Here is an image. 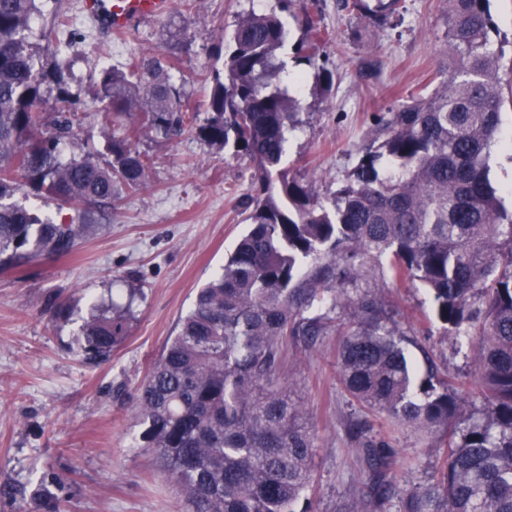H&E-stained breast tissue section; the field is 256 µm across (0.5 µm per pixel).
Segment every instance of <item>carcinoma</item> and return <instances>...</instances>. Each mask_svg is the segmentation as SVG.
Instances as JSON below:
<instances>
[{"instance_id": "1", "label": "carcinoma", "mask_w": 512, "mask_h": 512, "mask_svg": "<svg viewBox=\"0 0 512 512\" xmlns=\"http://www.w3.org/2000/svg\"><path fill=\"white\" fill-rule=\"evenodd\" d=\"M41 0H0V270L24 272L70 254L89 231L91 207L110 204L116 186H148L150 157L140 128L169 139L190 127L211 147L253 165L259 189L245 201L247 232L200 288L138 388L133 447L155 454L183 493L188 512H314L315 433L292 398L288 343L315 344L339 330L341 385L351 405L379 420L377 434L352 418L349 434L361 497L338 512H512V186L490 177L503 134L502 50L488 0H446L444 68L369 127L340 187L321 195L314 181L281 167L301 121L306 77L280 59L289 31L279 10L241 15L224 41L203 122L184 109L174 62L144 55L126 70L103 68L95 101L112 161L91 153L64 162L76 113L46 108L50 84L70 61L43 63L30 41ZM404 0H345L377 25H397ZM297 58L317 69L323 94L333 74L317 68L328 32L301 23ZM128 120L126 133L109 134ZM24 195L70 209L41 219ZM420 284L439 333L480 338L476 370L439 374L413 363L409 333L382 295L387 284ZM129 303L97 304L72 350L104 362L129 337ZM439 435L446 451L422 484L398 489L412 469L395 431Z\"/></svg>"}]
</instances>
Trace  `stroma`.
I'll use <instances>...</instances> for the list:
<instances>
[{"mask_svg":"<svg viewBox=\"0 0 512 512\" xmlns=\"http://www.w3.org/2000/svg\"><path fill=\"white\" fill-rule=\"evenodd\" d=\"M82 0H48L32 24L40 50L63 48L74 66L65 77L67 102L81 122L60 146L63 159L90 151L110 154L94 101L101 65L158 54L175 59L189 76L184 104L206 108L212 73L224 58L222 39L238 15L267 11L276 0H172L170 11L122 35L97 31ZM396 28L373 26L342 9L338 0H294L295 16L319 20L331 39L325 66L334 75L330 96L306 88L301 124L289 136L284 165L313 178L324 195L351 167L376 115L406 101L437 74L445 38L444 0H405ZM492 38L503 49L501 77L512 79V0H489ZM70 18L54 41L41 37L55 13ZM138 147L155 165L146 190L119 191L96 231L74 252L47 261L36 273L0 275V512H184L179 488L156 467L152 453L132 447L137 388L196 292L224 264L246 231L241 203L254 192L251 163L210 147L186 130L170 140L144 130ZM136 298H129L130 289ZM71 301L70 322L52 318L50 299ZM132 303L129 337L110 361L95 364L69 344L92 302ZM387 301L415 332L409 353L416 364L433 357L441 372L469 370L477 339L455 344L428 331L431 300L421 288H389ZM336 331L313 347L292 344L293 397L314 424L317 512H334L361 489L346 424L355 409L336 365ZM401 457L418 466L401 485L423 480L441 461L439 437L400 433Z\"/></svg>","mask_w":512,"mask_h":512,"instance_id":"35a3bbf8","label":"stroma"}]
</instances>
